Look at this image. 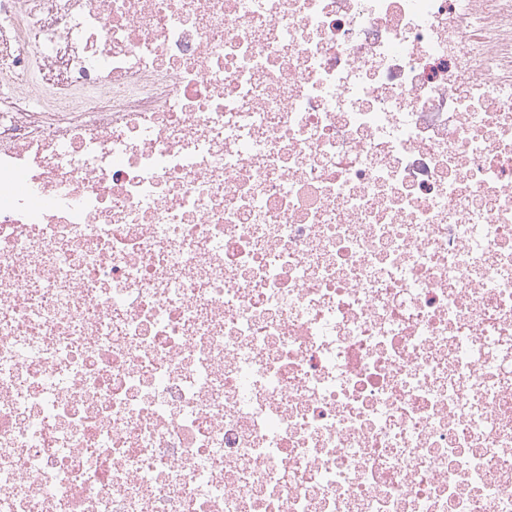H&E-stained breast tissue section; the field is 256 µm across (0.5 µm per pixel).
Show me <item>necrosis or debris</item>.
<instances>
[{"label":"necrosis or debris","instance_id":"necrosis-or-debris-1","mask_svg":"<svg viewBox=\"0 0 512 512\" xmlns=\"http://www.w3.org/2000/svg\"><path fill=\"white\" fill-rule=\"evenodd\" d=\"M0 512H512V0H0Z\"/></svg>","mask_w":512,"mask_h":512}]
</instances>
